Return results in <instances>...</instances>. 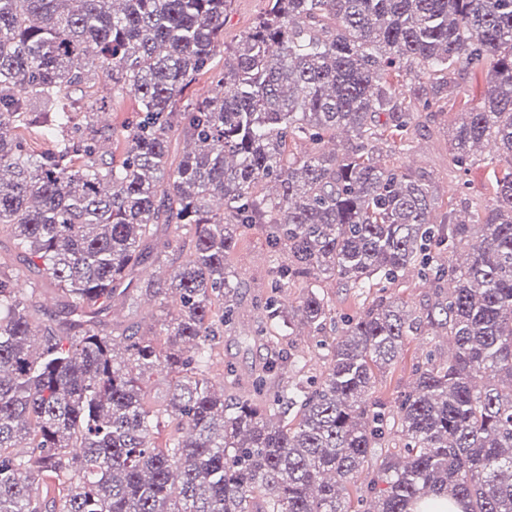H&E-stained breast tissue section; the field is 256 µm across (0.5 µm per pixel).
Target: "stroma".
Returning a JSON list of instances; mask_svg holds the SVG:
<instances>
[{"label": "stroma", "mask_w": 512, "mask_h": 512, "mask_svg": "<svg viewBox=\"0 0 512 512\" xmlns=\"http://www.w3.org/2000/svg\"><path fill=\"white\" fill-rule=\"evenodd\" d=\"M487 87L486 78L462 77L454 80L445 89L441 107L434 116L425 118V127L413 137L409 147L400 150L380 146L384 159L398 165L428 173L435 185L440 204L467 200L472 205L486 204L489 199L487 184L494 168H506L507 163L497 151H478L471 163L466 180L467 188H460L455 172L448 164V130L457 120L464 104H478ZM89 95L104 100L103 120L111 126L116 135L110 145L114 157H122L125 143L121 136L126 126L138 116V98L134 92L118 91L111 84L99 81L89 88ZM229 264L243 287L238 296L235 318L231 325L224 327L215 339L213 359L207 377L216 388H223L228 395H248L259 374L260 362L274 348L294 345L303 351L307 361V374L318 375L324 369L322 351L316 339L310 336L306 326L299 325L292 337L261 336L257 329L261 313L254 299L266 295L272 277V262L265 237L254 229L245 234L230 257ZM0 275L11 278L24 293L36 301H43L53 293L54 288L47 280L36 276L28 266L16 258L7 232L0 231ZM438 350L442 356H449L448 343L431 334L420 332L408 337L400 356L380 374L375 394L387 410H395L401 393L414 382L416 368L425 360L430 350Z\"/></svg>", "instance_id": "1"}]
</instances>
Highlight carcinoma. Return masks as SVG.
<instances>
[{"label":"carcinoma","mask_w":512,"mask_h":512,"mask_svg":"<svg viewBox=\"0 0 512 512\" xmlns=\"http://www.w3.org/2000/svg\"><path fill=\"white\" fill-rule=\"evenodd\" d=\"M231 2L0 0V230L66 298L43 321L0 278V512H349L348 486L392 429L363 512L443 498L512 512V0H265L226 48ZM463 72L490 87L449 131L451 162L465 174L492 141L508 168L490 204L437 220L432 179L374 154L409 145ZM206 74L223 93L190 98ZM102 76L139 102L118 161L103 103L75 98ZM28 131L51 148L30 150ZM178 141L191 149L176 161ZM299 141L314 149L296 156ZM252 227L288 253L255 300L261 331L333 335L320 379L270 401L205 375L241 287L229 257ZM150 255L170 261L145 285L156 324L107 328L98 315ZM416 267L434 288L418 312L386 295ZM328 278L377 296L338 327L317 291ZM296 283L307 292L289 309L276 293ZM421 327L453 353H428L390 414L376 377ZM287 367L305 368L297 350L271 357L256 389ZM155 372L173 380L161 411L145 401ZM43 477L57 496L40 495Z\"/></svg>","instance_id":"1"}]
</instances>
